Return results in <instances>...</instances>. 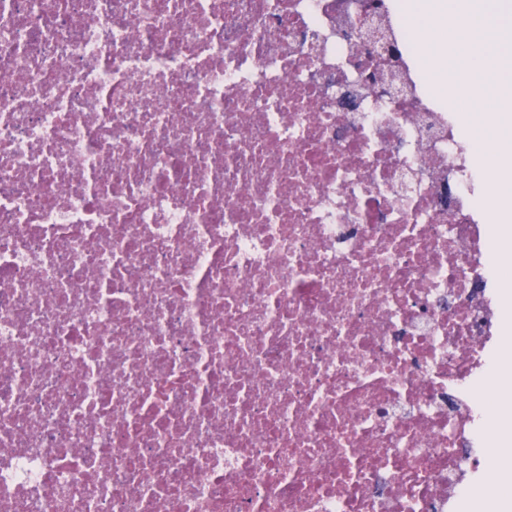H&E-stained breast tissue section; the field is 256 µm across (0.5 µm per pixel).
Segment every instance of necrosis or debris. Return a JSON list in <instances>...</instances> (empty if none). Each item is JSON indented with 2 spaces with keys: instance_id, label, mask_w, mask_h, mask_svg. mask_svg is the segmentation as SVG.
Segmentation results:
<instances>
[{
  "instance_id": "obj_1",
  "label": "necrosis or debris",
  "mask_w": 512,
  "mask_h": 512,
  "mask_svg": "<svg viewBox=\"0 0 512 512\" xmlns=\"http://www.w3.org/2000/svg\"><path fill=\"white\" fill-rule=\"evenodd\" d=\"M389 49L342 31L365 11ZM392 0H0V512H454L497 408L480 170ZM398 76L399 96L375 75Z\"/></svg>"
}]
</instances>
